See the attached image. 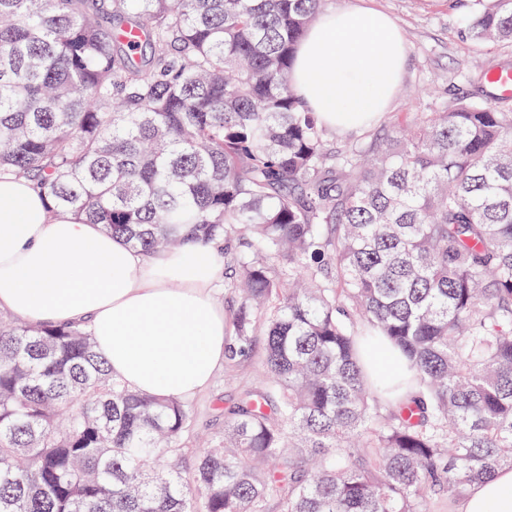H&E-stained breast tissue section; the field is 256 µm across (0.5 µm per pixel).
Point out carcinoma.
Segmentation results:
<instances>
[{"mask_svg": "<svg viewBox=\"0 0 512 512\" xmlns=\"http://www.w3.org/2000/svg\"><path fill=\"white\" fill-rule=\"evenodd\" d=\"M323 4L0 0V176L149 255L224 242L228 360L267 372L189 448L84 326L1 320L0 512H430L512 468V111L327 145L289 79Z\"/></svg>", "mask_w": 512, "mask_h": 512, "instance_id": "carcinoma-1", "label": "carcinoma"}]
</instances>
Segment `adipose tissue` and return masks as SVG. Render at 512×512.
<instances>
[{"label": "adipose tissue", "mask_w": 512, "mask_h": 512, "mask_svg": "<svg viewBox=\"0 0 512 512\" xmlns=\"http://www.w3.org/2000/svg\"><path fill=\"white\" fill-rule=\"evenodd\" d=\"M406 61L383 12L323 15L296 47L290 80L331 129L351 130L389 104ZM214 244L145 256L84 216L51 214L23 178H0V313L32 326L87 324L112 375L134 391L184 400L224 365L227 333L213 289ZM461 512H512V469L472 487Z\"/></svg>", "instance_id": "1"}]
</instances>
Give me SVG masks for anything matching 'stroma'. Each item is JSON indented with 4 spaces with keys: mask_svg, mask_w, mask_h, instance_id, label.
<instances>
[{
    "mask_svg": "<svg viewBox=\"0 0 512 512\" xmlns=\"http://www.w3.org/2000/svg\"><path fill=\"white\" fill-rule=\"evenodd\" d=\"M354 6L386 13L400 29L407 62L400 86L385 112L360 129L326 131L328 142L342 147L366 136H382L392 126L419 113L441 112L460 98L478 96L471 80L476 68L512 70V42L480 46L465 33V0L449 7L448 0H327L326 10ZM261 349L246 358L225 363L210 386L193 399L195 423L191 441L207 438L224 427V409L237 402L245 387L261 384Z\"/></svg>",
    "mask_w": 512,
    "mask_h": 512,
    "instance_id": "obj_1",
    "label": "stroma"
}]
</instances>
